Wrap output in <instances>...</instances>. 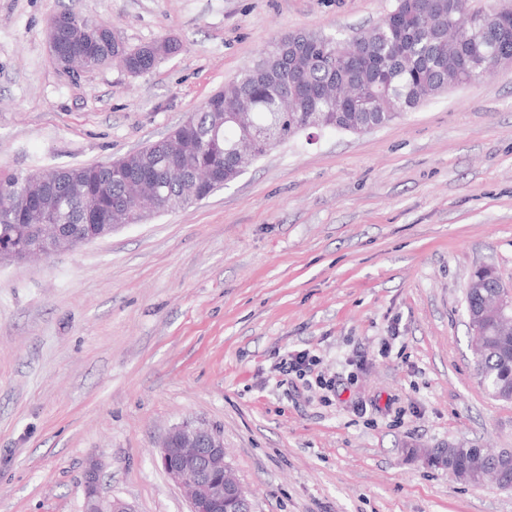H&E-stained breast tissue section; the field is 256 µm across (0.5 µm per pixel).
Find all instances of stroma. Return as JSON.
Wrapping results in <instances>:
<instances>
[{
	"instance_id": "1",
	"label": "stroma",
	"mask_w": 512,
	"mask_h": 512,
	"mask_svg": "<svg viewBox=\"0 0 512 512\" xmlns=\"http://www.w3.org/2000/svg\"><path fill=\"white\" fill-rule=\"evenodd\" d=\"M395 0H0V167L103 162L159 139L272 38H336ZM71 10L180 52L72 76L46 32ZM512 285V69L362 134L270 150L176 213L0 264V512H83V474L135 512H189L161 468L174 426L221 434L254 512H512L451 479L449 446L512 449L479 385L474 269ZM316 355L336 392L300 388ZM317 365L316 356H311L309 352H298L291 354L282 362L281 369L283 373L289 375L295 373L300 379L310 375L313 367Z\"/></svg>"
}]
</instances>
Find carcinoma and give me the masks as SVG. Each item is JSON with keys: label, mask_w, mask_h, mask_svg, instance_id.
<instances>
[{"label": "carcinoma", "mask_w": 512, "mask_h": 512, "mask_svg": "<svg viewBox=\"0 0 512 512\" xmlns=\"http://www.w3.org/2000/svg\"><path fill=\"white\" fill-rule=\"evenodd\" d=\"M404 0L377 24L350 37L315 39L297 31L269 41L259 52L258 67L248 66L224 89L208 97L190 117L171 127L172 148L180 166L170 170L150 153L122 157L123 167L152 182L168 211H178L209 197L240 172L238 146L246 143L251 155L260 157L297 135L315 130L312 114L321 117V129L354 133L365 126L384 127L438 96L449 79L464 74L460 58L448 53L432 21L448 17V0H423L422 15L411 18L399 11ZM58 19L63 53L76 52L102 68L119 59L125 71L139 76L155 66L151 45L138 51L128 46L116 55L112 46L98 38L81 35L90 21L73 11ZM482 48L490 53L512 55V33L504 36L497 24L480 33ZM362 60L384 71V88L371 110L340 109L338 102L320 100L315 91L328 82L336 83V98L348 91L357 76L356 62ZM312 91L305 101L293 103L292 111H278L281 87L286 79ZM242 99L252 107V124L237 125L229 102ZM54 195L55 219L70 235L102 233L116 206L123 186L112 179L102 163L74 166L59 172L47 169L42 178L0 171V192L11 193L16 206L7 214L0 211V248L15 251L24 260L27 247L42 243L43 231L36 210L45 187ZM484 352L476 371L490 391L512 386V334L504 337L490 324L483 332Z\"/></svg>", "instance_id": "obj_1"}]
</instances>
